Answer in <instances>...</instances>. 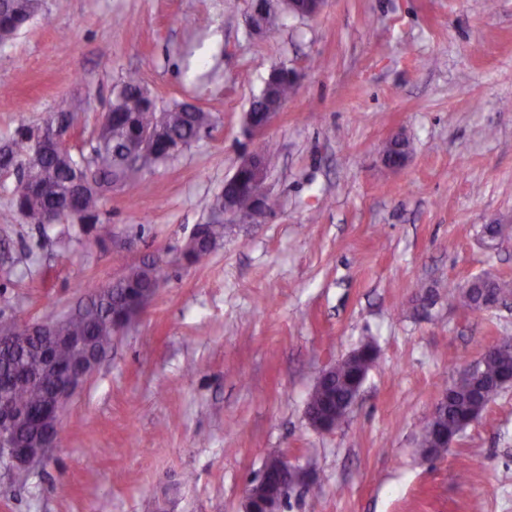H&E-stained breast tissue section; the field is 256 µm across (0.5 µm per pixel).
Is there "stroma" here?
Instances as JSON below:
<instances>
[{
  "mask_svg": "<svg viewBox=\"0 0 512 512\" xmlns=\"http://www.w3.org/2000/svg\"><path fill=\"white\" fill-rule=\"evenodd\" d=\"M245 0H42L0 47V144L69 100L94 137L113 85L138 72L163 106L213 129L86 224L24 223L0 176V322L77 309L85 286L158 262L162 283L70 403L44 466L0 467V512H244L267 458L309 468L285 512H512V386L447 454L417 451L446 387L498 337L448 287L512 281V0H326L277 8L250 35ZM301 76L262 135L241 119L273 68ZM404 134L406 165L383 147ZM269 157L271 210L201 263L179 255L246 152ZM506 227L494 247L482 228ZM377 359L344 422L313 428L321 372L365 341Z\"/></svg>",
  "mask_w": 512,
  "mask_h": 512,
  "instance_id": "35a3bbf8",
  "label": "stroma"
}]
</instances>
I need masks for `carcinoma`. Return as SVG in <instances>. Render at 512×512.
Here are the masks:
<instances>
[{
    "label": "carcinoma",
    "mask_w": 512,
    "mask_h": 512,
    "mask_svg": "<svg viewBox=\"0 0 512 512\" xmlns=\"http://www.w3.org/2000/svg\"><path fill=\"white\" fill-rule=\"evenodd\" d=\"M27 0H0V46L11 43L20 30L32 19L27 11ZM298 74L293 69L279 68L278 77L263 86L254 98L246 116L256 118L264 112L279 109L296 91ZM148 93L141 86L138 76L129 74L126 79L112 87V98L107 112L111 113V125L100 132L101 142L93 154L74 152L41 153L34 140L35 131L21 123L13 131L0 161L14 163L18 172V185L12 198L15 213L27 224H92L99 241L111 237L108 224L99 223V211L106 194L115 186L134 182L140 175L152 171L164 163L156 150L147 149L135 156V163L127 167L122 160V149L127 147L138 129H150L158 123H165L169 136L188 146L199 134L213 124L212 113L199 109L184 111L176 105L160 111L157 106H147ZM78 180H91L98 188L85 196L71 200L67 190ZM226 225H208L207 240L192 257L198 263L209 256L224 238ZM159 272L147 266H134L112 288L105 301L98 299L95 289L86 292L90 305L83 312L70 317L64 331L69 336H93L101 351L112 344V336L118 333L123 318L128 314L141 292L153 286ZM452 298L465 310L473 309L480 295L461 286H455ZM497 351L481 367V378L475 383L452 386L444 391L448 405L438 420L425 428L422 433L421 452L436 449L443 454L441 437L457 436L464 425L479 419L487 407L504 388V380L512 376V336H502L495 341ZM360 354L336 366L328 380L313 388L308 404L324 416L329 417L337 404L350 398L359 377L368 373L377 358L375 345L368 341L359 347ZM34 359L13 357L0 352V384L8 386L15 399L31 408H39L44 399L47 382H36L28 378V371L34 369ZM252 506L261 512V504L270 490L277 489V483L249 485Z\"/></svg>",
    "instance_id": "1"
}]
</instances>
